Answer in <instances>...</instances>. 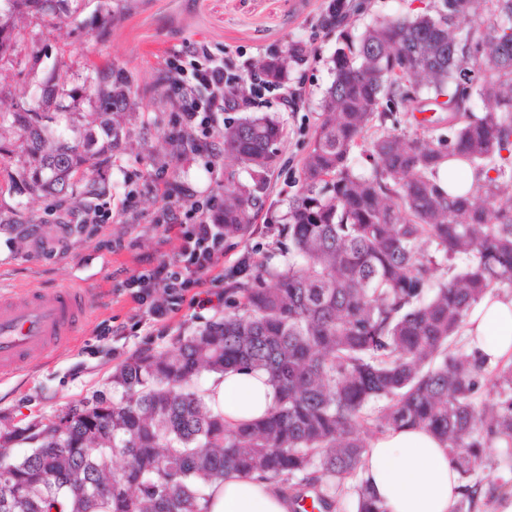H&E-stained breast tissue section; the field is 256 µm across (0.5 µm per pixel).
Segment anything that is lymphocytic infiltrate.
<instances>
[{"label":"lymphocytic infiltrate","mask_w":512,"mask_h":512,"mask_svg":"<svg viewBox=\"0 0 512 512\" xmlns=\"http://www.w3.org/2000/svg\"><path fill=\"white\" fill-rule=\"evenodd\" d=\"M163 75L178 120L191 133L193 152H213L217 113L252 106L269 90L256 74L242 87L241 75L226 70L223 58L201 43L185 44L164 58ZM221 209L217 197L207 196L169 212L164 234L175 244L173 257L147 261L127 278L129 297L153 321H171L186 304L203 309L221 304L222 295L207 288L224 272V227L216 222Z\"/></svg>","instance_id":"1"}]
</instances>
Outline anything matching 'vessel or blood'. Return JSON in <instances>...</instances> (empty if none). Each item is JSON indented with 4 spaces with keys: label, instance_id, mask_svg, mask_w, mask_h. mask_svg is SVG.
I'll use <instances>...</instances> for the list:
<instances>
[{
    "label": "vessel or blood",
    "instance_id": "obj_1",
    "mask_svg": "<svg viewBox=\"0 0 512 512\" xmlns=\"http://www.w3.org/2000/svg\"><path fill=\"white\" fill-rule=\"evenodd\" d=\"M89 306L82 288L0 294V380L17 374L23 362L70 342Z\"/></svg>",
    "mask_w": 512,
    "mask_h": 512
}]
</instances>
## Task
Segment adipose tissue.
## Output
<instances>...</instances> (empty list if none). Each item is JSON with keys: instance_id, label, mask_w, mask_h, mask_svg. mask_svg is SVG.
Returning <instances> with one entry per match:
<instances>
[{"instance_id": "obj_1", "label": "adipose tissue", "mask_w": 512, "mask_h": 512, "mask_svg": "<svg viewBox=\"0 0 512 512\" xmlns=\"http://www.w3.org/2000/svg\"><path fill=\"white\" fill-rule=\"evenodd\" d=\"M472 346L489 363L512 357V296L487 294L466 320ZM276 392L267 375L251 368L210 375L207 402L230 422L270 410ZM360 477L385 512H453L463 487L447 448L430 432L404 427L372 440ZM208 512H291L287 492L256 475L225 474L208 490Z\"/></svg>"}]
</instances>
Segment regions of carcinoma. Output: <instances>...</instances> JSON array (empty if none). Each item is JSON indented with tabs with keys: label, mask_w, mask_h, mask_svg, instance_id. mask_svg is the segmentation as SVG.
<instances>
[{
	"label": "carcinoma",
	"mask_w": 512,
	"mask_h": 512,
	"mask_svg": "<svg viewBox=\"0 0 512 512\" xmlns=\"http://www.w3.org/2000/svg\"><path fill=\"white\" fill-rule=\"evenodd\" d=\"M41 16H69L66 0H3ZM469 23L461 30L459 23ZM299 49L258 60L284 83ZM323 118L302 167L300 190L277 227L282 261L242 253L224 271V316L155 354L139 350L112 373L118 395L68 404L29 443L28 427L0 434V512H207L212 483L235 471L285 488L302 512H338L353 480L356 512H385L358 479L367 448L360 428L432 431L457 463L471 508L484 449L512 451V365L497 398L476 403L488 363L448 343L486 294L512 288V0H443L434 13L377 21L336 50ZM99 121L83 129L21 102L3 111L0 159L18 149L16 178L31 194L66 196L90 173L99 189L114 152L131 145V81L110 64L86 76ZM65 94L56 70L41 99ZM448 113L452 137L425 142L384 128L365 139L382 104ZM224 155L253 183L224 185V242L245 236L263 205L259 193L279 161L282 129L267 114L224 127ZM362 149L366 169L351 160ZM458 181L489 174L476 194L448 195L438 179L448 158ZM495 176H490V172ZM446 266L455 274L438 280ZM261 370L276 389L262 418L230 424L196 387L206 373ZM379 404L369 419L364 408ZM26 447L21 456L17 447Z\"/></svg>",
	"instance_id": "obj_1"
}]
</instances>
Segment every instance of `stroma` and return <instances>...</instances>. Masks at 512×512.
Masks as SVG:
<instances>
[{
  "label": "stroma",
  "mask_w": 512,
  "mask_h": 512,
  "mask_svg": "<svg viewBox=\"0 0 512 512\" xmlns=\"http://www.w3.org/2000/svg\"><path fill=\"white\" fill-rule=\"evenodd\" d=\"M77 20L51 21L27 10L0 13L17 40L0 55V100L36 102L51 69H58L71 95L68 111L82 115L95 111L84 77L92 64L112 61L131 79L136 120L133 150L116 153L98 191L112 201V222L103 231L74 232L66 254L47 256L38 240L58 242L55 207L80 209L91 205L81 191L61 197L31 195L10 188L8 181L23 165L15 156L0 163V213L19 214L20 223L0 224V278L19 288L37 283L53 288L62 282H85L93 307L82 336L54 347L47 357L32 359L19 374L0 381V427L46 422L74 401L111 396L112 371L143 348L160 353L178 337L190 335L222 308L184 307L169 326L149 320L125 295L122 283L146 258L173 254L174 244L163 243L171 200L154 190L149 176L165 169L166 177L186 192L203 197L223 195L226 180L250 182L247 170L229 159L210 163L207 154L175 159L169 141L174 112L160 63L170 50L187 42H201L224 56L230 70L257 58L298 45L302 59L288 78L299 89L298 109L287 107L277 93L266 94L258 109L274 115L284 128L280 162L267 177L263 210L253 233L224 252L232 263L242 252L262 259L275 247L272 220L285 211L288 199L300 187L303 159L312 133L323 114V97L333 80L332 58L341 33L358 38L377 18H398L434 10L442 0H348L352 7L344 29L322 26L330 0H126L120 17L110 18L116 0H80ZM388 129L398 134L432 140L448 134L444 112H391ZM133 244L112 252L106 242L120 234ZM110 335H103V328Z\"/></svg>",
  "instance_id": "obj_1"
}]
</instances>
